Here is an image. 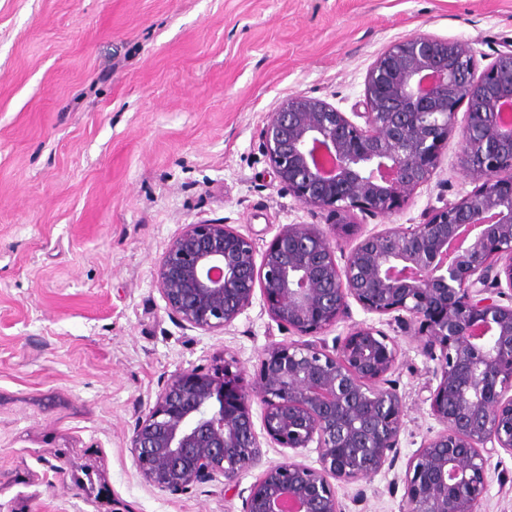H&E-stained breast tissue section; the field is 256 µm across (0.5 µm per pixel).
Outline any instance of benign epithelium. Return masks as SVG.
<instances>
[{
	"label": "benign epithelium",
	"mask_w": 512,
	"mask_h": 512,
	"mask_svg": "<svg viewBox=\"0 0 512 512\" xmlns=\"http://www.w3.org/2000/svg\"><path fill=\"white\" fill-rule=\"evenodd\" d=\"M363 107L358 123L291 94L258 135L281 188L330 223L285 224L261 252L230 224H187L159 261L157 290L182 329L224 332L258 291L294 339L269 343L249 381L231 358L161 384L130 440L151 488L176 496L221 478L227 492L258 468L241 512H349L335 484L392 468L405 417L390 380L397 337L364 321L322 339L354 302L436 362L427 401L441 429L407 461L402 512H481L489 459L512 455V45L481 69L465 40H396L367 72ZM452 137L474 189L418 224L360 234L354 211H401ZM265 444L281 460L263 461ZM307 448L317 465L296 460Z\"/></svg>",
	"instance_id": "7a95c632"
}]
</instances>
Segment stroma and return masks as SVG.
<instances>
[{"mask_svg":"<svg viewBox=\"0 0 512 512\" xmlns=\"http://www.w3.org/2000/svg\"><path fill=\"white\" fill-rule=\"evenodd\" d=\"M415 32L469 42L483 67L512 40V0H0V512H240L255 472L161 494L133 426L171 374L225 357L250 374L289 335L258 297L229 331L182 330L155 269L187 224L262 250L280 225L325 223L259 153L263 119L293 93L361 111L378 54ZM458 152L449 139L384 221L470 192ZM399 344L400 457L339 486L350 512H401L407 460L439 429L433 363ZM488 479L482 512H512V456Z\"/></svg>","mask_w":512,"mask_h":512,"instance_id":"stroma-1","label":"stroma"}]
</instances>
